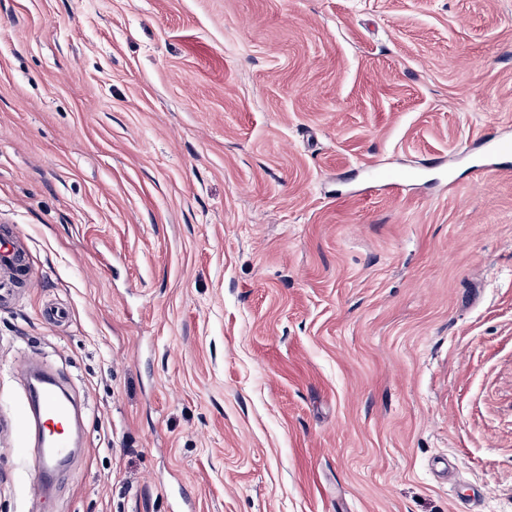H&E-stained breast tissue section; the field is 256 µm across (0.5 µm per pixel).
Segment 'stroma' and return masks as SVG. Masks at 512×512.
<instances>
[{"label":"stroma","mask_w":512,"mask_h":512,"mask_svg":"<svg viewBox=\"0 0 512 512\" xmlns=\"http://www.w3.org/2000/svg\"><path fill=\"white\" fill-rule=\"evenodd\" d=\"M491 133L512 0H0V512H512ZM17 254L18 248L16 241L7 236L0 239V270H3L6 274L5 280L0 282L2 285V288L0 287V295L2 290H8L6 287L10 283V274L15 271ZM37 401L36 423L42 426L43 437L39 438V448H35L32 463L38 474L51 475L57 463L67 454L68 442L63 426L69 419V411L59 399L54 384L46 380ZM49 423L59 425L61 431L52 436L46 434L44 427Z\"/></svg>","instance_id":"1"}]
</instances>
